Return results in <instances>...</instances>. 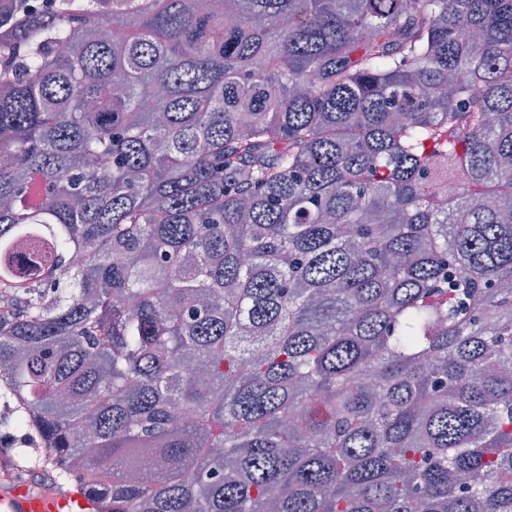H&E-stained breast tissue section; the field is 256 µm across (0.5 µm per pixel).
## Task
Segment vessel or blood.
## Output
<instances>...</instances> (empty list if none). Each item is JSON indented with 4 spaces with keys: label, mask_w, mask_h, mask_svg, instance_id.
Wrapping results in <instances>:
<instances>
[{
    "label": "vessel or blood",
    "mask_w": 512,
    "mask_h": 512,
    "mask_svg": "<svg viewBox=\"0 0 512 512\" xmlns=\"http://www.w3.org/2000/svg\"><path fill=\"white\" fill-rule=\"evenodd\" d=\"M0 466V512H96L95 504L79 486L31 492L20 484H6Z\"/></svg>",
    "instance_id": "obj_1"
}]
</instances>
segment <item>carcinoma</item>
Here are the masks:
<instances>
[{"label": "carcinoma", "mask_w": 512, "mask_h": 512, "mask_svg": "<svg viewBox=\"0 0 512 512\" xmlns=\"http://www.w3.org/2000/svg\"><path fill=\"white\" fill-rule=\"evenodd\" d=\"M0 396L112 512H512V0H12Z\"/></svg>", "instance_id": "obj_1"}]
</instances>
